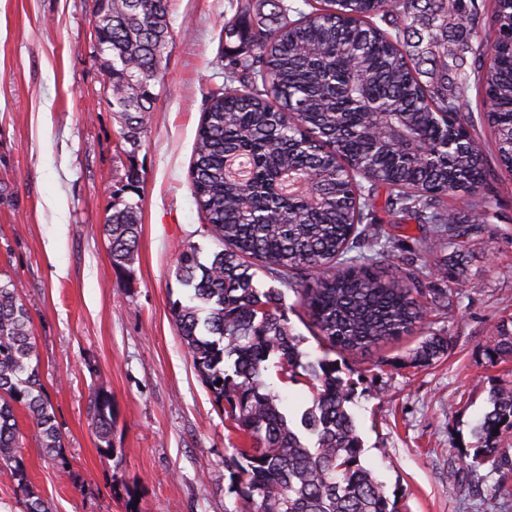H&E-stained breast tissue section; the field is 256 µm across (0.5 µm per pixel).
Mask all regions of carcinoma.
<instances>
[{
	"instance_id": "carcinoma-1",
	"label": "carcinoma",
	"mask_w": 512,
	"mask_h": 512,
	"mask_svg": "<svg viewBox=\"0 0 512 512\" xmlns=\"http://www.w3.org/2000/svg\"><path fill=\"white\" fill-rule=\"evenodd\" d=\"M170 0H93L103 74L125 141L139 147L154 111L169 42ZM236 0L224 18V84L209 92L196 132L191 193L209 236L224 246L207 265L183 246L175 276L189 303H171L181 343L216 405L249 445L224 456L234 476L233 512H397L361 461L347 409L352 390L327 357L303 363L300 340L280 309L287 287L328 351H366L408 334L424 318L428 272L389 262L391 235L377 213L430 225L435 251L458 253L496 202L495 171L479 161L480 139L461 114L468 92L489 103L501 169L512 168V0ZM498 20L492 44L477 39L484 9ZM313 174L320 204L288 186ZM467 198L448 211V197ZM138 206L103 225L112 266L133 260ZM448 352L431 333L411 363ZM281 379L305 372L313 407L290 425L281 398L262 379L270 357ZM490 356L512 358V335ZM234 358L232 373L224 359ZM28 309L0 282V468L25 492V512H52L29 488L16 409L36 430L44 458L65 463L63 442L41 380ZM221 385H216V382ZM88 414L99 449L111 453L112 392L99 386ZM512 431V387L490 398L478 427L481 448L467 463L508 464L498 436Z\"/></svg>"
}]
</instances>
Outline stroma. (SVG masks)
I'll use <instances>...</instances> for the list:
<instances>
[{
    "instance_id": "1",
    "label": "stroma",
    "mask_w": 512,
    "mask_h": 512,
    "mask_svg": "<svg viewBox=\"0 0 512 512\" xmlns=\"http://www.w3.org/2000/svg\"><path fill=\"white\" fill-rule=\"evenodd\" d=\"M232 0H171L163 77L135 152L95 58L93 0H0V279L29 310L40 373L68 468L43 459L19 417L34 492L53 512H233L224 457L247 441L197 377L170 314L191 290L175 277L185 244L202 262L220 249L191 195L196 131L211 89L224 82L222 28ZM139 182L128 189L127 176ZM464 258L438 271L427 225L385 217L396 264H427L425 285L451 310L429 308L413 334L363 353H333L351 383L348 404L362 461L399 512H512V466L463 468L492 390L512 386V359L490 361L497 325L512 330V179ZM138 207L127 269L112 265L102 232L114 208ZM282 307L308 361L325 348L291 291ZM441 332L448 353L429 366L408 356ZM291 420L312 405L305 382L264 374ZM112 392L113 455L98 449L89 392Z\"/></svg>"
}]
</instances>
